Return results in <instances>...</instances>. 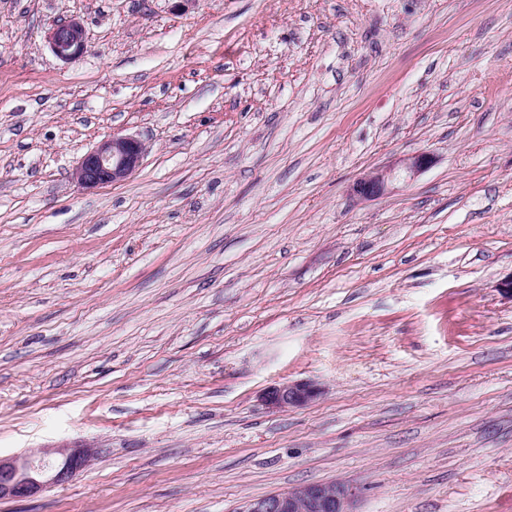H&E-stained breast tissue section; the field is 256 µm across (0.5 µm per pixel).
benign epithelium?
I'll list each match as a JSON object with an SVG mask.
<instances>
[{
  "label": "benign epithelium",
  "instance_id": "1",
  "mask_svg": "<svg viewBox=\"0 0 512 512\" xmlns=\"http://www.w3.org/2000/svg\"><path fill=\"white\" fill-rule=\"evenodd\" d=\"M51 52L70 62L87 49L84 29L75 19L54 24L46 33ZM146 144L130 135L114 134L88 151L73 172L86 188L117 184L131 176L146 154ZM433 158L427 151L417 152L401 161L400 167H388L359 178L351 188L357 200L380 198L389 193L394 181L411 179L428 168ZM320 395V388L309 381L287 382L263 393L261 401L271 410L305 406ZM55 459L33 456H0V500L29 498L43 489L60 486L72 479L88 463L90 448H56ZM356 492L341 482H313L293 489L255 498L243 512H354Z\"/></svg>",
  "mask_w": 512,
  "mask_h": 512
}]
</instances>
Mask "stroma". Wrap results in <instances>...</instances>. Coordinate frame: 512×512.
Listing matches in <instances>:
<instances>
[{
  "label": "stroma",
  "instance_id": "35a3bbf8",
  "mask_svg": "<svg viewBox=\"0 0 512 512\" xmlns=\"http://www.w3.org/2000/svg\"><path fill=\"white\" fill-rule=\"evenodd\" d=\"M511 275L512 0H0V454L95 451L0 512H512ZM45 37L51 52L63 62L76 60L87 49L84 29L76 19L54 24ZM146 150L135 136L113 134L82 157L73 176L86 188L120 183L139 168ZM433 158L429 152L420 151L400 161V168L388 167L371 172L359 178L351 188V195L357 200L380 198L389 193L390 187L397 179L414 178L416 174L428 168ZM320 388L309 381L287 382L263 393L261 401L271 410H286L308 405L320 395ZM356 492L341 482H313L251 499L243 512H355Z\"/></svg>",
  "mask_w": 512,
  "mask_h": 512
}]
</instances>
